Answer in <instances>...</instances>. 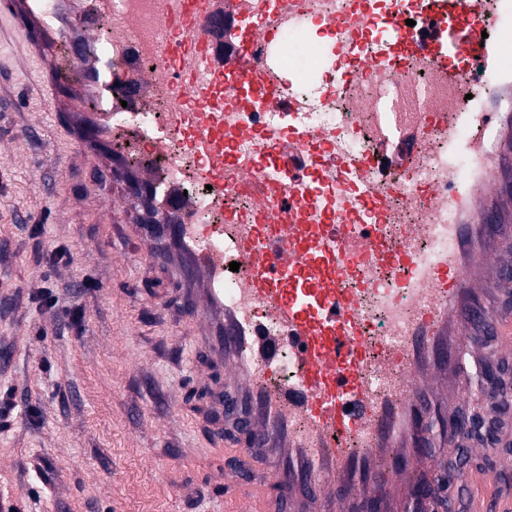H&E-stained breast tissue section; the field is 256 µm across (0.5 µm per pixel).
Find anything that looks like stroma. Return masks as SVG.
Listing matches in <instances>:
<instances>
[{
    "label": "stroma",
    "instance_id": "35a3bbf8",
    "mask_svg": "<svg viewBox=\"0 0 512 512\" xmlns=\"http://www.w3.org/2000/svg\"><path fill=\"white\" fill-rule=\"evenodd\" d=\"M13 0H0V512H227L211 409L224 370L209 366L185 316L186 281L166 256L142 259L133 228L155 217L126 192L133 166H99L102 148L46 112L44 65L23 54ZM69 249L70 262L52 251ZM47 285L46 299L30 289ZM483 456L446 446L448 512H512V390ZM191 449V458L181 456Z\"/></svg>",
    "mask_w": 512,
    "mask_h": 512
}]
</instances>
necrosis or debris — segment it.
Returning <instances> with one entry per match:
<instances>
[{"label": "necrosis or debris", "mask_w": 512, "mask_h": 512, "mask_svg": "<svg viewBox=\"0 0 512 512\" xmlns=\"http://www.w3.org/2000/svg\"><path fill=\"white\" fill-rule=\"evenodd\" d=\"M224 15L231 21V35L269 25L273 39L245 46L247 61L259 76L277 79L286 95L300 105L310 123L335 128L336 135L352 152H368L379 128L380 117L411 124L419 121L422 89L428 72L420 64H401L387 86L363 76L353 81L350 99L359 107L349 110L336 98V64L329 50L336 42V0H224ZM323 29V40H313L312 25ZM276 126L287 130L288 115L269 107L260 97H242L224 91V156L242 166L252 165L263 144L256 136ZM272 179L263 194L248 183L224 192V221L228 224H261L265 212L288 210V181L293 172L286 160H275ZM448 194V171L426 167L418 174L413 205H406L405 191L393 195L391 205L401 224H432L447 221L448 209L440 200Z\"/></svg>", "instance_id": "necrosis-or-debris-1"}]
</instances>
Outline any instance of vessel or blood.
<instances>
[{
	"label": "vessel or blood",
	"instance_id": "1",
	"mask_svg": "<svg viewBox=\"0 0 512 512\" xmlns=\"http://www.w3.org/2000/svg\"><path fill=\"white\" fill-rule=\"evenodd\" d=\"M179 22V39L141 43L103 39L102 26L137 27L136 0H27L24 11L39 35L26 48L50 67V78L76 90L68 109L93 99L92 138L112 153L140 155L137 181L161 213L157 230L202 280L195 311L203 338L223 362L226 392L216 393L227 418L245 415L228 475L237 490L233 512H256L278 497L317 504L320 512H350L359 496L405 500L416 494L412 473L426 461L414 438V414L437 389L441 373H464L473 347L456 351L460 305L477 293L476 267L495 268L498 254L483 247L491 223L512 220L493 208L499 185L503 128L512 91L502 73L512 54V0H340L336 20V92L350 77L386 80L399 58L414 57L433 82L448 88L440 122L447 157L423 153L427 123L403 131L406 146L385 156L330 148L333 133L294 123L287 134L267 129L263 141L295 165L288 187V221L263 228L224 221V183H262L266 168H224V101L207 112H187L184 101L232 80L259 92L274 108L293 111L279 87L258 80L243 54L224 55V28L210 17L224 0H163ZM421 21L408 26L406 16ZM191 44L195 54L182 52ZM157 68H137L136 54ZM180 56L188 83L174 80L165 62ZM483 66L487 97L462 107L458 91ZM125 93L132 108L117 120L112 97ZM163 98L169 109L142 124L138 108ZM200 159L196 177L207 199L186 195V178L171 160L173 143ZM467 159L472 177L462 176ZM448 168L444 224H353L348 213L386 212L394 189L412 186L423 166ZM240 270L225 292V245ZM475 321L499 336L512 354V316L479 312Z\"/></svg>",
	"mask_w": 512,
	"mask_h": 512
}]
</instances>
